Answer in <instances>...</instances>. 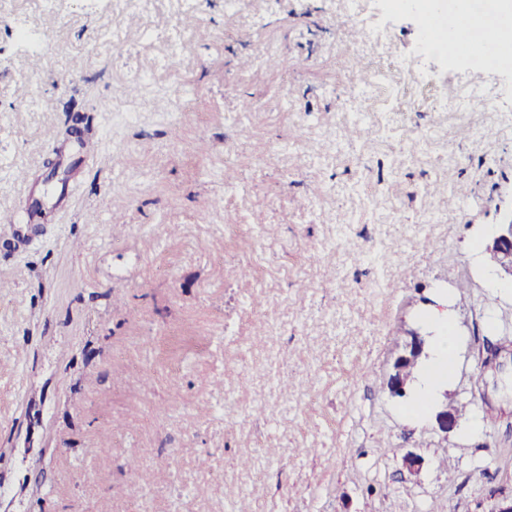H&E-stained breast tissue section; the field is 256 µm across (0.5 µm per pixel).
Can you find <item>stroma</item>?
Instances as JSON below:
<instances>
[{
  "label": "stroma",
  "instance_id": "1",
  "mask_svg": "<svg viewBox=\"0 0 512 512\" xmlns=\"http://www.w3.org/2000/svg\"><path fill=\"white\" fill-rule=\"evenodd\" d=\"M355 10L153 0L132 24L109 0H11L0 215L44 197L75 116L93 157L26 243L0 237V512H234L243 496L252 512H488L512 493V372L482 366L512 338V288L475 248L512 207V65L420 57L398 0L365 6L383 40L351 41ZM14 14L46 41L37 75ZM424 71L493 88L497 111L432 103ZM438 300L445 391L475 431H434L386 391L397 340Z\"/></svg>",
  "mask_w": 512,
  "mask_h": 512
}]
</instances>
